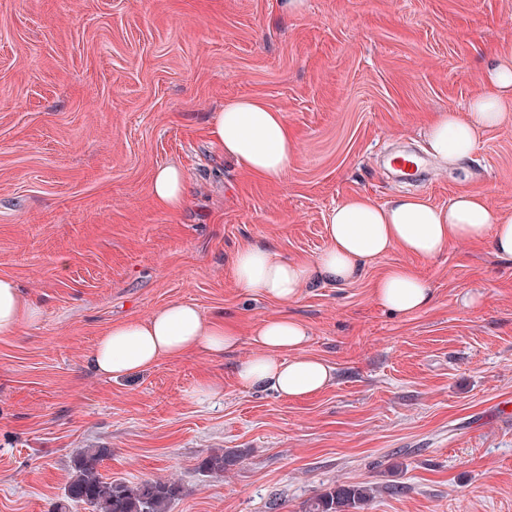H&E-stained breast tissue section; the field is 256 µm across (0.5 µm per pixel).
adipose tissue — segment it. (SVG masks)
Listing matches in <instances>:
<instances>
[{
	"mask_svg": "<svg viewBox=\"0 0 512 512\" xmlns=\"http://www.w3.org/2000/svg\"><path fill=\"white\" fill-rule=\"evenodd\" d=\"M488 78L490 90L471 100L465 116L443 112L433 120L428 136L431 157L461 165L485 130L512 122V113L505 108L512 98V56L495 60ZM213 135L226 157L266 178L285 176L300 150L282 114L254 98L226 103L214 116ZM150 194L169 210L182 209L188 196L184 173L174 165L156 170ZM326 229L328 243L311 261L285 258L269 246L239 249L232 263L236 287L253 298L288 303L310 284L356 280L391 251L431 257L459 239L489 240L499 258L512 261V211L493 213L477 194H458L440 207L416 195H400L381 205L360 193L331 209ZM372 295L379 306L402 316L425 312L433 302L431 288L399 265L374 281ZM39 317V308L22 296L15 281L0 276V334L13 333ZM309 340L308 327L294 317L264 318L251 332L254 353L233 368L236 383L244 389H269L287 400L325 390L336 373L328 362L308 353ZM240 343L233 324L208 319L197 306L173 301L147 318L113 324L99 337L90 364L100 375L120 381L165 359L196 351L221 356Z\"/></svg>",
	"mask_w": 512,
	"mask_h": 512,
	"instance_id": "adipose-tissue-1",
	"label": "adipose tissue"
}]
</instances>
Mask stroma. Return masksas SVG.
Returning a JSON list of instances; mask_svg holds the SVG:
<instances>
[{
  "label": "stroma",
  "mask_w": 512,
  "mask_h": 512,
  "mask_svg": "<svg viewBox=\"0 0 512 512\" xmlns=\"http://www.w3.org/2000/svg\"><path fill=\"white\" fill-rule=\"evenodd\" d=\"M0 0V276L41 310L0 335V512H91L66 502L81 448L99 471L175 481L170 512H304L333 487L371 484L359 512H512V262L455 240L432 258L392 251L355 282L303 288L292 303L245 297L236 251L270 245L314 259L329 210L366 193H460L512 209V123L486 130L452 171L428 160L407 185L400 145L424 151L438 113H464L512 50V0ZM256 97L300 151L263 178L225 158L212 116ZM188 180L185 207L155 202V170ZM403 265L434 293L391 314L374 280ZM181 300L234 322L235 354L197 352L119 382L89 366L99 335ZM281 313L311 331L336 381L285 400L245 390L234 361ZM217 383L212 393L203 382ZM244 457L202 476L211 450ZM405 485L404 494L385 490Z\"/></svg>",
  "instance_id": "stroma-1"
}]
</instances>
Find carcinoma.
Listing matches in <instances>:
<instances>
[{
    "instance_id": "carcinoma-1",
    "label": "carcinoma",
    "mask_w": 512,
    "mask_h": 512,
    "mask_svg": "<svg viewBox=\"0 0 512 512\" xmlns=\"http://www.w3.org/2000/svg\"><path fill=\"white\" fill-rule=\"evenodd\" d=\"M109 455L106 448H83L75 460L67 499L82 502L92 512H170L178 486L163 479H147L129 485L121 479H105L99 466ZM238 461L234 453H210L201 467L210 476L222 477ZM373 489L362 485L331 488L310 501L306 512H351L370 499Z\"/></svg>"
}]
</instances>
